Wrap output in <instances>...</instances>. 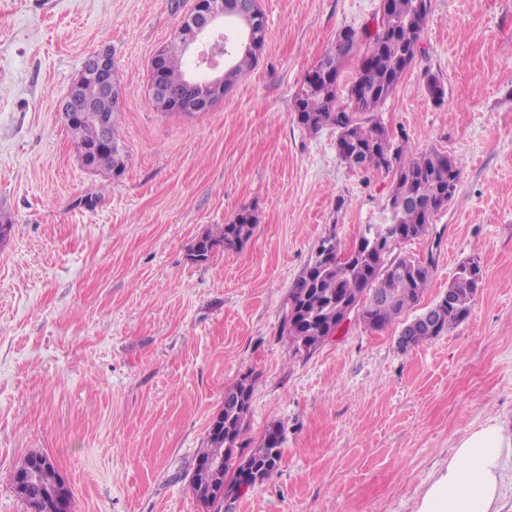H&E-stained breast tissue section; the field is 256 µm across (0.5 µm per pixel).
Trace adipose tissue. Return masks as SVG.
I'll use <instances>...</instances> for the list:
<instances>
[{"label": "adipose tissue", "instance_id": "adipose-tissue-1", "mask_svg": "<svg viewBox=\"0 0 512 512\" xmlns=\"http://www.w3.org/2000/svg\"><path fill=\"white\" fill-rule=\"evenodd\" d=\"M512 436L490 423L467 432L448 467L423 493L417 512H500L502 460Z\"/></svg>", "mask_w": 512, "mask_h": 512}]
</instances>
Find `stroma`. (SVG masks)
<instances>
[{"label": "stroma", "instance_id": "1", "mask_svg": "<svg viewBox=\"0 0 512 512\" xmlns=\"http://www.w3.org/2000/svg\"><path fill=\"white\" fill-rule=\"evenodd\" d=\"M259 3L253 69L185 114L154 107L149 77L192 0H0V206L14 220L0 245V512H32L13 472L33 451L54 458L74 512H203L193 464L245 377L242 449L279 424L283 455L223 512H416L465 432H512V0H431L416 61L377 112L411 152L462 163L405 250L432 261L423 308L479 263L467 318L404 350L401 322L353 317L308 356L280 334L291 286L323 237L347 247L381 222L391 178L348 166L334 128L294 121V98L380 0ZM104 47L125 89L117 177L80 165L60 118ZM244 210L258 223L242 249L189 260Z\"/></svg>", "mask_w": 512, "mask_h": 512}]
</instances>
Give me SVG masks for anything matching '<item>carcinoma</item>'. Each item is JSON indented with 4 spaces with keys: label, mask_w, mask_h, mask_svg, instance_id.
Segmentation results:
<instances>
[{
    "label": "carcinoma",
    "mask_w": 512,
    "mask_h": 512,
    "mask_svg": "<svg viewBox=\"0 0 512 512\" xmlns=\"http://www.w3.org/2000/svg\"><path fill=\"white\" fill-rule=\"evenodd\" d=\"M430 9V0H388V22L361 31L345 29V42L335 45L313 67L314 78H305L294 100L297 122L310 131L325 126L336 128L338 154L359 169H382L392 176V187L379 224H367L349 249L336 236L321 240L314 259L293 283L288 306L281 319L280 333L287 336L293 352L309 356L337 331L347 311L373 330H382L416 306L431 278L432 261H423L401 251V245L426 235L433 216L448 205V183H459L460 162L453 156L430 150L408 154L406 140L396 138L376 118L381 105L392 96L413 65ZM366 50L359 62L358 76L348 91L347 102L338 103V79L343 66L352 59L358 40ZM224 55L234 59L224 73V90L249 69L257 51L237 49L227 36L221 37ZM184 43L174 37L162 50L161 69L168 85L189 95L183 69ZM124 95L119 80L111 90L100 93L88 79L78 91L95 111L84 122L69 128L82 166L100 174L120 175L127 151L119 141L118 112ZM106 117L107 126L97 123L96 114ZM257 218L249 211L206 233L188 252L193 263L208 261L217 247L241 248L254 234ZM483 276L475 261L461 263L448 286V295L432 306L429 323L411 328L407 346L414 347L443 336L468 315L481 288ZM253 385L242 379L224 391V405L214 416L207 447L196 461L231 457L247 426ZM283 431L275 425L261 444L246 457L248 476L262 482L278 467ZM208 478L194 469L189 482L193 496L204 512H223L224 495L250 481L233 476L221 496L206 498ZM27 503L38 512H72V502L61 511L47 487L34 491Z\"/></svg>",
    "instance_id": "carcinoma-1"
}]
</instances>
